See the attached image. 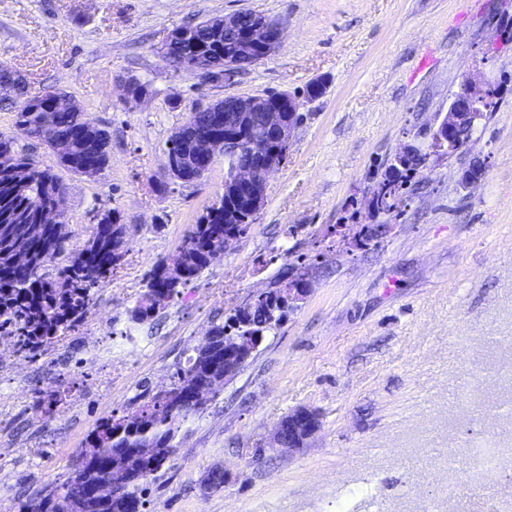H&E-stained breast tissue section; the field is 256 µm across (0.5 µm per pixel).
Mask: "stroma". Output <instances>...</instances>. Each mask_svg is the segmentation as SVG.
<instances>
[{"label":"stroma","instance_id":"stroma-1","mask_svg":"<svg viewBox=\"0 0 512 512\" xmlns=\"http://www.w3.org/2000/svg\"><path fill=\"white\" fill-rule=\"evenodd\" d=\"M249 11L278 22L274 51L217 86L166 64L170 34ZM0 65L72 95L109 137L89 179L20 140L65 186L64 254L97 212L126 226V254L78 329L38 356L0 359V512L71 476L103 420L135 411L257 290L294 265L311 288L243 370L180 422L147 512H512V0H0ZM500 87L497 110L405 190L390 232L359 249L355 224L388 157L422 139L465 79ZM150 99L124 97L128 77ZM288 158L248 233L142 323L130 310L224 188L170 179L167 142L201 105L297 92L314 77ZM58 395L47 415L38 395ZM306 407L320 429L290 452L266 442ZM221 489L203 490L212 467Z\"/></svg>","mask_w":512,"mask_h":512}]
</instances>
